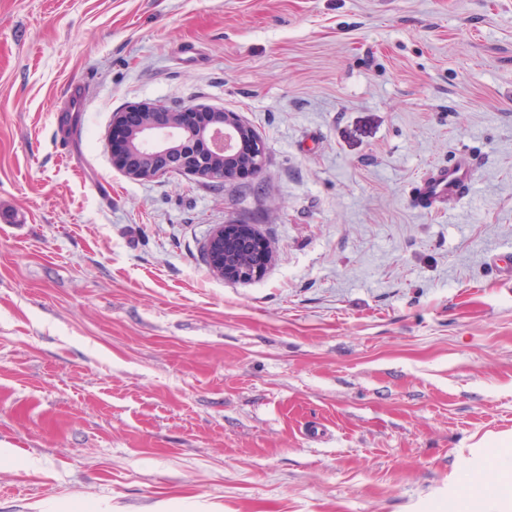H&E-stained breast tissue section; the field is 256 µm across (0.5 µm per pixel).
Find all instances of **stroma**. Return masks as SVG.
Returning <instances> with one entry per match:
<instances>
[{
	"label": "stroma",
	"instance_id": "1",
	"mask_svg": "<svg viewBox=\"0 0 512 512\" xmlns=\"http://www.w3.org/2000/svg\"><path fill=\"white\" fill-rule=\"evenodd\" d=\"M140 102L236 113L263 175L129 179ZM0 212V512H454L512 466V0H0ZM64 107L57 110L60 112L59 125L63 132L68 133L74 125V116L76 113L83 112V105L87 97L86 87L81 83L71 84L65 92ZM476 159L467 153L458 155L448 166L435 168L413 189V196L425 204L443 205L461 198L469 188ZM250 224H220L211 233L205 244L206 256L203 260L210 264L212 270L225 280L236 283H245L264 275L271 260L272 250L264 240L258 241L257 251L253 253L252 260L233 268L225 257L243 251L255 243L253 238L257 232ZM208 259V260H207ZM209 261V262H208Z\"/></svg>",
	"mask_w": 512,
	"mask_h": 512
}]
</instances>
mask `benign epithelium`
Segmentation results:
<instances>
[{
    "label": "benign epithelium",
    "mask_w": 512,
    "mask_h": 512,
    "mask_svg": "<svg viewBox=\"0 0 512 512\" xmlns=\"http://www.w3.org/2000/svg\"><path fill=\"white\" fill-rule=\"evenodd\" d=\"M112 128L120 130L122 148L111 151L112 165L127 177L148 181L173 168L213 182H228L247 169L258 178L264 172L265 147L237 114L203 104L181 110L144 102L118 112ZM252 140L250 161L231 170L224 160L235 156L243 139ZM256 231L250 224H220L205 244L212 270L226 280L245 283L264 275L271 260V247L255 241ZM258 244L252 260L232 266L225 258L246 247Z\"/></svg>",
    "instance_id": "1"
}]
</instances>
